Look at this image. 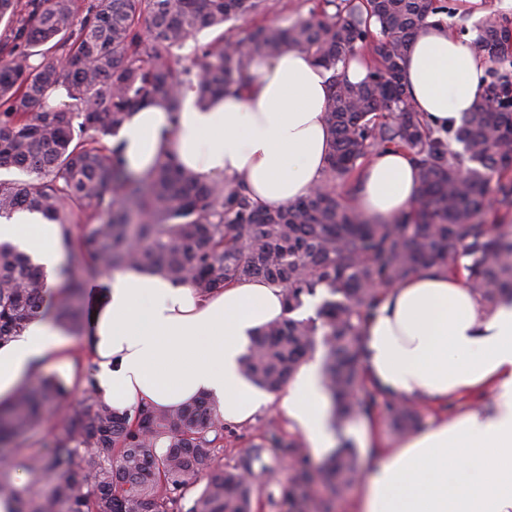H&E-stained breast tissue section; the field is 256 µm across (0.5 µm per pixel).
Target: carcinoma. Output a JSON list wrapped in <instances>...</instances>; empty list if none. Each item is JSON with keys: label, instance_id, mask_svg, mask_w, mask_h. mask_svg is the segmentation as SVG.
Here are the masks:
<instances>
[{"label": "carcinoma", "instance_id": "obj_1", "mask_svg": "<svg viewBox=\"0 0 512 512\" xmlns=\"http://www.w3.org/2000/svg\"><path fill=\"white\" fill-rule=\"evenodd\" d=\"M324 9L285 25L258 24L245 35L224 25L266 9V0H0V218L35 211L60 228L68 254L63 294L44 305V278L30 258L0 242V345L28 322L52 311L82 329L88 279L126 267L190 282L203 296L243 279L280 288L288 317L253 337L241 370L269 391L294 378L318 346L331 397L338 448L314 471L302 467L288 491V512H321L306 488L316 480L335 493L358 477L359 458L342 438L354 419L384 413L404 434L421 421L417 406L388 395L365 374L363 324L380 297L413 273L437 267L461 278L488 311L512 302V33L487 14L469 41L493 64L474 111L446 130L428 127L401 82V64L419 26L448 14L446 0H323ZM333 12H328V9ZM217 35L191 65L177 69L173 49L193 34ZM376 63L361 82L346 64L367 42ZM287 49L309 53L332 72L325 122L332 137L324 179L285 207H258L245 188L228 190L160 158L145 176L108 148L131 110L163 98L179 110L180 90L197 86L202 102L253 81L249 66ZM63 87L73 103L46 104ZM394 147L418 167L419 194L410 211L373 224L336 193L378 151ZM324 288L316 317L296 318L305 298ZM94 366L84 372V397L63 412V432L37 448L12 449L0 465V498L11 512H251L262 461L253 444L221 465L224 420L201 399L160 410L148 405L119 414L98 396ZM67 394L38 377L0 405V443L42 420ZM30 476L22 488L11 470ZM212 470L186 504L200 471ZM56 475L50 491L44 470Z\"/></svg>", "mask_w": 512, "mask_h": 512}]
</instances>
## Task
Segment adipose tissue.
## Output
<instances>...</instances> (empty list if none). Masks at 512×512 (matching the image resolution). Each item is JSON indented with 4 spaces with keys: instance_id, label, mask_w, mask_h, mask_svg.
Returning a JSON list of instances; mask_svg holds the SVG:
<instances>
[{
    "instance_id": "1",
    "label": "adipose tissue",
    "mask_w": 512,
    "mask_h": 512,
    "mask_svg": "<svg viewBox=\"0 0 512 512\" xmlns=\"http://www.w3.org/2000/svg\"><path fill=\"white\" fill-rule=\"evenodd\" d=\"M485 68L447 21L432 20L418 30L401 79L430 125L456 126L474 109ZM250 70L254 81L207 109L187 85L179 112L160 100L136 107L115 138L125 164L144 173L167 155L203 180L244 184L267 207L308 196L330 151V74L296 49L255 59ZM417 191L415 163L387 149L362 168L350 203L387 223ZM1 240L30 254L48 294L58 295L66 252L57 225L22 212L0 224ZM90 291L83 333L98 394L113 410L178 408L206 395L225 422L243 424L274 404L314 455L332 447L318 363L300 368L279 395L240 372L256 330L286 315L280 289L254 278L203 297L190 284L128 268L106 272ZM362 334L367 376L387 394L433 408L453 397L476 402L452 420L432 416L426 429L382 450L356 512H512V305L486 311L460 280L425 268L387 292ZM50 366L76 384L73 348L51 317L38 316L0 347V402Z\"/></svg>"
}]
</instances>
